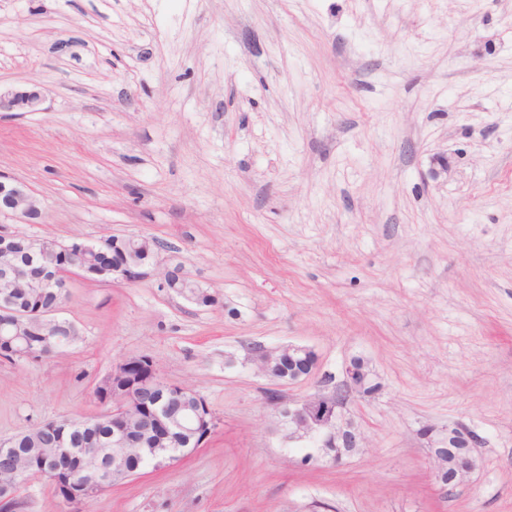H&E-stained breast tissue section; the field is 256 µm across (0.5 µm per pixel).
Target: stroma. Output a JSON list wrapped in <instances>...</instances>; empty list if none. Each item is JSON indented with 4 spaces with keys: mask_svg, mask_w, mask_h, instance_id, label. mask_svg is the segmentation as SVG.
I'll return each mask as SVG.
<instances>
[{
    "mask_svg": "<svg viewBox=\"0 0 512 512\" xmlns=\"http://www.w3.org/2000/svg\"><path fill=\"white\" fill-rule=\"evenodd\" d=\"M0 172L61 243L154 238L217 298L73 279L76 340L0 361V440L106 410L133 357L218 425L87 512H512V0H0ZM311 348L285 398L352 359L379 390L332 463L285 437L250 350ZM464 426L476 466L434 477ZM15 512H70L30 476ZM44 101L37 87H0V112H42Z\"/></svg>",
    "mask_w": 512,
    "mask_h": 512,
    "instance_id": "obj_1",
    "label": "stroma"
}]
</instances>
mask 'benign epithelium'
Here are the masks:
<instances>
[{
  "mask_svg": "<svg viewBox=\"0 0 512 512\" xmlns=\"http://www.w3.org/2000/svg\"><path fill=\"white\" fill-rule=\"evenodd\" d=\"M45 98L36 87L0 88V112H43ZM7 211L27 223L41 216V210L30 189L0 173V212ZM159 254L137 264L122 263L112 267L106 282L121 280L138 282L156 274ZM187 280L181 267L168 266L160 277V285L172 289ZM70 278L60 280V274L43 268L30 279L16 275V269L6 268L0 273V360H35L31 350L20 336L23 324L43 330L53 328L58 336L64 330L77 335L75 325L58 317L59 309L29 304L19 307L14 303V289L24 292L47 288H67ZM265 375L280 384L297 381L311 375L316 364L315 353L300 345H290L278 352L261 347L251 349ZM349 387L334 394L317 395L303 401H291L272 388L268 401L279 408L288 425V441L312 440L320 448L331 452V461L359 447L361 435L352 422H341V409L353 393H363L369 374L364 365L353 361L345 368ZM99 396L110 408L92 418L93 425L112 422V434L98 441L92 448L73 447L68 419L50 420L41 424L47 448H17V438L0 442V505L16 497L19 476H40L62 493L71 512H84L90 501L112 486L137 475L132 462L146 459L156 469H165L180 458L192 453L210 436L217 419L196 393L169 383L157 371L153 362L144 357L130 359L118 367L99 386ZM452 442L437 444L435 455L448 463V481L473 466L466 452L455 446L471 448L476 437L460 427L448 429Z\"/></svg>",
  "mask_w": 512,
  "mask_h": 512,
  "instance_id": "benign-epithelium-1",
  "label": "benign epithelium"
}]
</instances>
